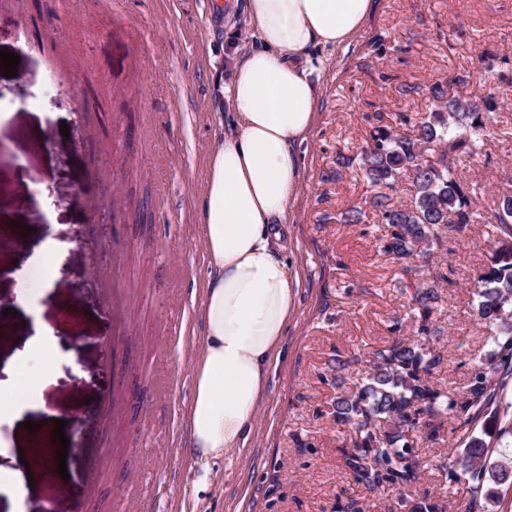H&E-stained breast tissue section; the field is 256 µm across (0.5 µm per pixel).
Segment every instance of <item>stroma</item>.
<instances>
[{"label":"stroma","instance_id":"35a3bbf8","mask_svg":"<svg viewBox=\"0 0 512 512\" xmlns=\"http://www.w3.org/2000/svg\"><path fill=\"white\" fill-rule=\"evenodd\" d=\"M212 0H125L112 16L103 0H7L0 50L20 58L0 75V220L24 234L0 237V365L34 325L65 352L44 406L0 424V462H27L23 497L0 492V512H119L118 493L145 512H396L399 488L355 483L352 446L332 402L352 392L373 350L411 339L407 295L413 273L383 254L375 218L343 224L368 208L372 188L354 164L376 127L406 132L428 115L431 87L469 98L478 83L500 99L482 155L456 169L487 211L512 177V0H375L347 52L332 55L318 119L304 144V170L288 257L300 274L287 351L248 447L210 464L206 483L185 445L150 434L149 407L166 397L175 430L191 397L192 335L206 259L195 216L207 155L232 114L217 104L216 77L247 51L242 9L218 17ZM142 24L135 50L130 22ZM124 203V255L112 260V198ZM57 245L48 295L21 292L42 241ZM494 240L483 224L445 233L431 272L446 274L431 341L443 362L433 380L464 392L474 359L491 345L476 316L474 283ZM166 264L164 282L154 279ZM129 290L127 336L113 346L112 288ZM185 330L178 344L164 336ZM346 361L343 371L335 360ZM64 420L67 476H47L36 435ZM36 422L29 431L27 422ZM418 493L464 505L441 465L445 441L416 436Z\"/></svg>","mask_w":512,"mask_h":512}]
</instances>
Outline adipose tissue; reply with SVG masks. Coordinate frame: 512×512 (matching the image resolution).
<instances>
[{"label": "adipose tissue", "mask_w": 512, "mask_h": 512, "mask_svg": "<svg viewBox=\"0 0 512 512\" xmlns=\"http://www.w3.org/2000/svg\"><path fill=\"white\" fill-rule=\"evenodd\" d=\"M373 0H247L253 47L219 93L234 114L207 159L200 210L207 275L184 411L187 446L209 465L247 447L284 350L300 280L282 233L302 181L328 59L347 51ZM60 348L39 329L0 370V418L41 397Z\"/></svg>", "instance_id": "obj_1"}]
</instances>
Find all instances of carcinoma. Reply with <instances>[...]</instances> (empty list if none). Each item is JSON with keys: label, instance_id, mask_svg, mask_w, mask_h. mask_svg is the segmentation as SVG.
Here are the masks:
<instances>
[{"label": "carcinoma", "instance_id": "obj_1", "mask_svg": "<svg viewBox=\"0 0 512 512\" xmlns=\"http://www.w3.org/2000/svg\"><path fill=\"white\" fill-rule=\"evenodd\" d=\"M444 90L432 88L436 110L413 122L412 132L400 134L376 127L373 145L359 155V168L374 187L369 204L387 226L383 252L404 263V268L424 267L419 262L428 249L440 246L444 232L463 229L482 217L472 191L455 172L462 155L483 153L486 132L496 123L493 96L444 100ZM421 143L448 155V162H418ZM410 176L412 194L394 200L399 179ZM495 236L490 265L478 276L477 316L491 329L488 357L474 360L465 392L458 399L433 385L431 378L442 357L426 345L432 337L434 316L445 275L423 280L409 293L413 339L376 349L361 377L359 389L336 396V421L355 434L345 455L354 482L375 489L399 482L407 488L399 499L406 512H445L439 498L412 492L420 470L410 432L424 428L436 439L442 417L454 421L461 447L448 449V465L457 471L466 512L480 499L496 502V488L512 484V460L496 458L492 439L512 434V423L500 418L499 403L512 387V193L499 196L485 217Z\"/></svg>", "mask_w": 512, "mask_h": 512}]
</instances>
